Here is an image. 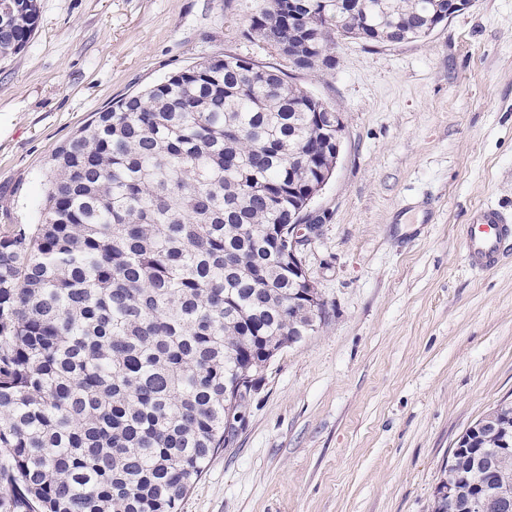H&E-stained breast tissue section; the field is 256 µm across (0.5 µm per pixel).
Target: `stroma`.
Instances as JSON below:
<instances>
[{
    "label": "stroma",
    "instance_id": "35a3bbf8",
    "mask_svg": "<svg viewBox=\"0 0 512 512\" xmlns=\"http://www.w3.org/2000/svg\"><path fill=\"white\" fill-rule=\"evenodd\" d=\"M256 0H38L0 60V233L41 221L55 149L94 113L233 54L286 72L345 123L300 254L324 304L279 352L180 512H432L459 436L512 401V257L464 260L469 213L512 212V0L428 38L338 41L298 70L251 34Z\"/></svg>",
    "mask_w": 512,
    "mask_h": 512
}]
</instances>
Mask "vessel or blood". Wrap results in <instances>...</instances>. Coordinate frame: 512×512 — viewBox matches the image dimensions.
<instances>
[{
	"label": "vessel or blood",
	"mask_w": 512,
	"mask_h": 512,
	"mask_svg": "<svg viewBox=\"0 0 512 512\" xmlns=\"http://www.w3.org/2000/svg\"><path fill=\"white\" fill-rule=\"evenodd\" d=\"M512 242V219L497 209L485 207L473 211L464 237L466 261L474 270L496 268L507 255Z\"/></svg>",
	"instance_id": "vessel-or-blood-1"
}]
</instances>
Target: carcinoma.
I'll use <instances>...</instances> for the list:
<instances>
[{
	"label": "carcinoma",
	"instance_id": "carcinoma-1",
	"mask_svg": "<svg viewBox=\"0 0 512 512\" xmlns=\"http://www.w3.org/2000/svg\"><path fill=\"white\" fill-rule=\"evenodd\" d=\"M448 0H265L251 29L302 69L336 37L416 41ZM15 0L0 60L37 26ZM319 98L277 68L213 58L125 97L52 156L42 221L0 236V512H179L272 358L324 305L284 229L336 167ZM456 454L512 493V402Z\"/></svg>",
	"mask_w": 512,
	"mask_h": 512
}]
</instances>
